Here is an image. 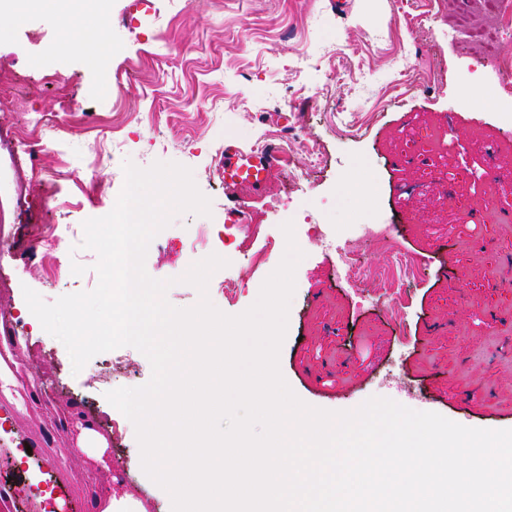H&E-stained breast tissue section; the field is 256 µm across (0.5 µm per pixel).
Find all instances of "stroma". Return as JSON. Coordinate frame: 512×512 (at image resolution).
I'll return each instance as SVG.
<instances>
[{
    "instance_id": "1",
    "label": "stroma",
    "mask_w": 512,
    "mask_h": 512,
    "mask_svg": "<svg viewBox=\"0 0 512 512\" xmlns=\"http://www.w3.org/2000/svg\"><path fill=\"white\" fill-rule=\"evenodd\" d=\"M128 5L109 0L103 34L117 74L108 88L82 54L63 48L83 21L39 8L0 31V89L26 86L23 111L0 119V359L19 382L16 394L0 392V488L16 512H95L85 478L95 462L78 449L84 417L115 427L107 451L113 476L165 503L132 468L135 427L106 398L147 383L148 358L123 346L112 350L113 364L98 355L73 372L65 346L34 331L22 292L30 287L50 303L96 287L97 255L80 247L83 223L111 211L127 159L141 168L187 166L211 200L210 215H177L148 247L145 268L173 279L166 298L174 306L198 302L180 277L215 253L229 264L212 275L209 298L226 314L242 313L283 258L281 224L299 223L304 257L279 364L303 402L342 411L378 396L466 427L512 428V256L490 259L481 244L512 238V223L452 234L455 218L435 196L405 210L403 192L416 186L417 171L396 153L401 131L444 126L450 137L492 146V158L470 156L474 171L512 173V125L499 119L481 82L495 55L512 56V36L491 47L448 39L449 25L482 23L487 0H424L436 12L430 39L403 23L415 0H347L341 12L336 0H152L137 28L125 21ZM47 74L66 80L71 108L60 106ZM465 75L471 87L462 98L456 86ZM340 108L357 114L355 127L337 122ZM35 112L55 120L62 145L31 156L13 130ZM257 139L287 147L289 162L262 190L225 188V145L247 149ZM304 143L319 149L320 169H307ZM369 162L377 171L371 181ZM34 166L65 176L49 188L32 179ZM365 181L399 249L421 260L408 278L394 254L367 237L356 242L355 259L402 292L396 323L384 312L380 280L354 291L336 277L330 236L362 215L368 196L351 187ZM296 183L304 201L292 217L285 203ZM237 202L249 205L250 218L234 226L227 210ZM43 220L59 237L49 254L34 237ZM306 224L325 225L326 236H306ZM266 239L275 248H263ZM227 278L239 284L235 297L220 287Z\"/></svg>"
}]
</instances>
